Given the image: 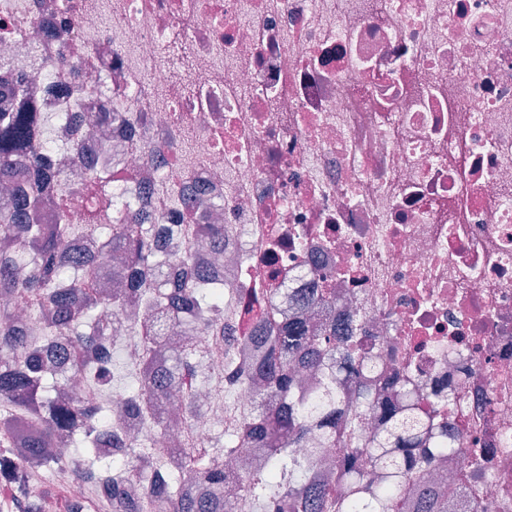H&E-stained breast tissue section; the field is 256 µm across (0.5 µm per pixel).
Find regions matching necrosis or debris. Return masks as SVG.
Listing matches in <instances>:
<instances>
[{
  "mask_svg": "<svg viewBox=\"0 0 512 512\" xmlns=\"http://www.w3.org/2000/svg\"><path fill=\"white\" fill-rule=\"evenodd\" d=\"M1 69L61 136L117 113L97 138L113 187L224 267V324L193 332L204 382L172 391L166 428L127 423L164 468L252 407L225 337L266 288H314L379 337L384 400L397 370L447 381L448 484L512 512V0H0ZM214 218L199 252L185 229ZM205 386L206 421L183 415Z\"/></svg>",
  "mask_w": 512,
  "mask_h": 512,
  "instance_id": "necrosis-or-debris-1",
  "label": "necrosis or debris"
}]
</instances>
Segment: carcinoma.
Instances as JSON below:
<instances>
[{"label":"carcinoma","instance_id":"carcinoma-1","mask_svg":"<svg viewBox=\"0 0 512 512\" xmlns=\"http://www.w3.org/2000/svg\"><path fill=\"white\" fill-rule=\"evenodd\" d=\"M2 84L12 85L16 104L10 112L0 111V181L21 170L26 182L12 185L9 200L0 202V296L30 307L51 338L43 346L32 343L10 310L0 308V352L13 354L10 360L0 359V401L10 406L9 414L0 416V485L14 493L4 512H43L42 496L29 485L31 469L62 466L97 488L102 478L112 477L110 492L98 493L108 512H143L144 503L127 492L114 472L126 464L150 485V496L166 501L168 512H234L224 498L230 471L212 459L222 454L230 462L247 453L269 461L239 478L242 495L255 512H448L447 494L429 482L445 455L464 447L461 437L448 438V423L437 422L452 406L450 394L439 384L426 394L402 386L400 405L383 400L363 382L362 372L375 357L374 339L338 342L327 327L310 326L309 314L323 320L332 315V305L322 295H288L299 303V315L273 336L250 337L251 356L237 355L231 344L225 348L228 385L263 381L254 412L216 436L211 448L179 449L182 471L162 480L153 477L149 449L112 430L114 360L107 323L132 294L154 312L155 321L131 327L142 347L131 355L134 373L123 394L130 416L142 413L149 402L158 408L169 395L166 379L196 373L191 345L169 354L162 340L221 319V274H200L187 255L164 249L160 236L143 224L140 211L114 212L104 204L112 200V171L106 166L97 168L86 186L87 222L73 224L65 205L53 202L45 191L53 184L69 188L47 147L85 164V140L46 137L47 114L31 111L22 82L0 75ZM52 206L55 223H37L35 216ZM192 236L208 243L222 240L224 225L195 224ZM95 241L104 242L123 262L121 278L136 272L122 290H100L101 270L92 255L73 250L63 259L70 245ZM163 267L176 274L166 295L156 292L149 278L152 270ZM60 341L69 344L71 371L100 397L98 403L51 397L60 383L53 376L58 359L51 347ZM302 371L326 377L321 398L299 395ZM370 414L379 417L380 428L367 435L362 420ZM312 435L321 444L345 449L344 456L322 465L324 484L315 477L317 457L297 454ZM104 448L112 452L104 453ZM367 467L380 471L382 478L370 480Z\"/></svg>","mask_w":512,"mask_h":512}]
</instances>
